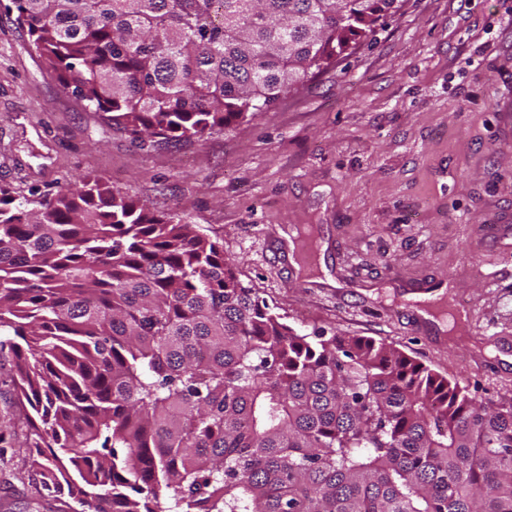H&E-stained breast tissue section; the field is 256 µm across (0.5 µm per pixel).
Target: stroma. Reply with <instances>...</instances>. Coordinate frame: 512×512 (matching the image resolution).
Wrapping results in <instances>:
<instances>
[{"mask_svg":"<svg viewBox=\"0 0 512 512\" xmlns=\"http://www.w3.org/2000/svg\"><path fill=\"white\" fill-rule=\"evenodd\" d=\"M512 0H400L354 49L254 119L203 140L141 145L113 133L45 72L0 0V189L49 199L85 175L196 224L239 279L298 333L400 348L476 400L512 404ZM310 225L316 265L271 237ZM445 286L472 326L419 333L401 291ZM493 363L487 371L485 363ZM0 352V502L43 496L26 408Z\"/></svg>","mask_w":512,"mask_h":512,"instance_id":"obj_1","label":"stroma"}]
</instances>
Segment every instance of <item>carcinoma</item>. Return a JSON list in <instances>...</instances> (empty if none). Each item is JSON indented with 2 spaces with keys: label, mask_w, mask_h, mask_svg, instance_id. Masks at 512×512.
I'll return each instance as SVG.
<instances>
[{
  "label": "carcinoma",
  "mask_w": 512,
  "mask_h": 512,
  "mask_svg": "<svg viewBox=\"0 0 512 512\" xmlns=\"http://www.w3.org/2000/svg\"><path fill=\"white\" fill-rule=\"evenodd\" d=\"M47 74L116 132H221L398 0H14ZM26 446L73 512H512V406L368 337L301 335L219 241L99 178L0 193V335Z\"/></svg>",
  "instance_id": "obj_1"
}]
</instances>
